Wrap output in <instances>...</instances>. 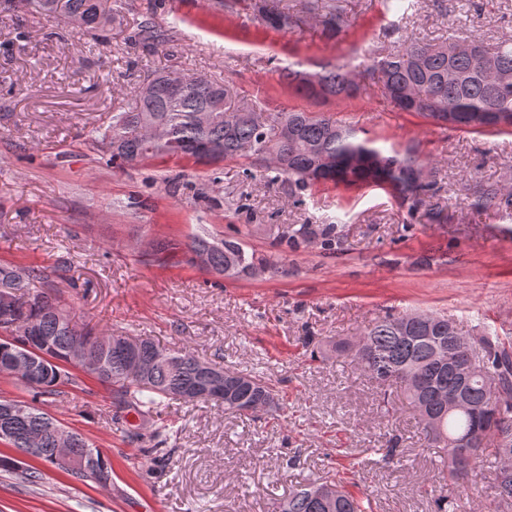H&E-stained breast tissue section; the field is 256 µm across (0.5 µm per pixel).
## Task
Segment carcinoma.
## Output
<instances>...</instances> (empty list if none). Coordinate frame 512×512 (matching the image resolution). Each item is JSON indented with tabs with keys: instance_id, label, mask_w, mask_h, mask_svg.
I'll use <instances>...</instances> for the list:
<instances>
[{
	"instance_id": "cac0c4a2",
	"label": "carcinoma",
	"mask_w": 512,
	"mask_h": 512,
	"mask_svg": "<svg viewBox=\"0 0 512 512\" xmlns=\"http://www.w3.org/2000/svg\"><path fill=\"white\" fill-rule=\"evenodd\" d=\"M108 0H10L17 9H35L63 19L77 14L85 27L96 29L111 18ZM386 11H394L397 21L388 33L397 36L395 45L384 53L367 56L360 67L333 64L319 72H302L291 67L281 72V78L295 93L306 98H354L362 89L364 75L377 76L384 94L400 112H413L425 119L437 121L448 111V102L457 104L459 116L445 128L482 133L489 130L512 129V81L493 83L486 76L485 62L491 61L501 70L512 72V39L492 47L478 45L474 55L457 53V41L423 42L408 35L401 25L412 4L406 0H384ZM253 9L265 25L280 31L289 28L293 17L283 0H258ZM323 30L333 36L341 29V14L334 5L322 15ZM412 88L419 99L405 101L401 91ZM136 106L117 110L111 122L95 131L93 143L110 152L112 161L134 166L149 160H177L195 165H213L217 161L248 160L255 164L272 151L277 162L266 165L272 173L270 181L286 176L299 198L313 191L317 184L335 186H376L393 190L406 215L414 216L439 191L437 182L427 180L406 196L407 175L413 167L431 168V162L408 146L385 152L369 139H360L357 132L324 112L302 109L266 113L261 103L227 84L205 76H195L187 89L174 92L161 83L156 74L134 90ZM212 111V120L202 125L197 115ZM472 112H491L504 117L506 124L495 122L482 128L468 126L466 118ZM167 125L170 139L162 144L141 140L140 129L146 123ZM323 157L335 161L333 166L320 163ZM316 172L319 183L308 178ZM472 206L480 211L494 210L502 217L512 218V194L505 195L493 185L480 187ZM320 240L325 250L336 249L338 236L334 224H302L284 230L279 244L291 250L313 240ZM188 261L193 255L207 257L206 270L218 275L232 270L230 279H251L253 270L262 268L270 274L279 270L272 256L245 249L237 238L217 239L207 230L190 237L185 243ZM55 270L45 266H29L21 270L0 267V286L10 290L11 301L0 306V361L10 358L24 362L31 354L39 336L47 343L50 360L36 368L34 389L42 395H53L59 386L76 383L65 366L72 363L71 349L81 341L90 344L98 366L91 375L101 384L113 388L124 407L140 416H154L160 421L152 437V450L158 451L160 437L167 427L164 410L172 400L198 389L208 382L200 359L188 348L174 352L160 349L145 338L140 357L148 369L144 379L131 378L126 372L128 355L116 344L101 346L91 331L80 329L73 322L65 291L53 283ZM35 282L44 288L33 290ZM458 329L454 322L431 313L409 312L389 314L368 327L355 342L336 341L331 348L345 352L382 385H397L417 412L419 424L429 443L448 449L446 481L459 489L465 488L469 474L482 461L494 460L495 495L483 505L485 512H512V474L501 467V443H512V346L489 336L472 338L478 354L473 374L464 382L452 369L451 358L457 355L454 337ZM444 347L448 359L435 357ZM462 389L469 409L448 411L438 400L439 392ZM213 399L224 402V410L255 417L279 406L274 385L261 376L236 373L215 388ZM7 418L10 432L0 440L10 446L38 448L37 457L54 463L56 434L62 424L31 403L0 399V419ZM475 434L479 452L462 458L451 447L452 442ZM73 447L78 456L96 457L99 468L108 470L103 452L92 446L81 434L73 433ZM334 488L331 508H326L319 492ZM437 512H463L462 496L440 491L435 500ZM276 512H372L371 506L355 497L342 485L327 476L320 481L302 485L277 503Z\"/></svg>"
}]
</instances>
